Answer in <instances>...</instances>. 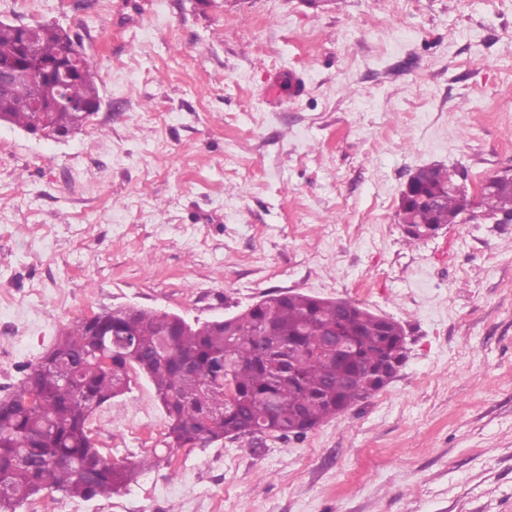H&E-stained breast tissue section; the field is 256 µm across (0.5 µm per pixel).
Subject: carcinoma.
Instances as JSON below:
<instances>
[{
  "label": "carcinoma",
  "mask_w": 512,
  "mask_h": 512,
  "mask_svg": "<svg viewBox=\"0 0 512 512\" xmlns=\"http://www.w3.org/2000/svg\"><path fill=\"white\" fill-rule=\"evenodd\" d=\"M44 62L74 57L68 96L100 104L97 74L77 37L53 23L0 20V65L27 50ZM28 83L0 95V122L45 139L71 134L89 113L68 107L38 111ZM443 167L418 168L409 184L436 198L402 194L398 222L412 240L475 214L512 220V184L495 175L479 194L448 189ZM104 319L74 321L16 389L0 399V512L47 490L65 497H109L129 485L135 468L109 461L88 427L92 413L130 387L136 370L153 385L167 415V445L193 447L224 439L305 436L384 388L404 364L405 336L395 319L346 300L272 292L221 322L183 326L166 313L117 308ZM117 337H112L111 333ZM344 336L342 361L323 353L331 333ZM111 363L104 365L99 355ZM353 375L356 381L348 382Z\"/></svg>",
  "instance_id": "obj_1"
}]
</instances>
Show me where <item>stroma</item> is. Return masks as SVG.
Wrapping results in <instances>:
<instances>
[{
	"instance_id": "1",
	"label": "stroma",
	"mask_w": 512,
	"mask_h": 512,
	"mask_svg": "<svg viewBox=\"0 0 512 512\" xmlns=\"http://www.w3.org/2000/svg\"><path fill=\"white\" fill-rule=\"evenodd\" d=\"M78 34L101 108L64 140L0 124V396L112 308L189 322L294 290L399 321L395 378L306 437L166 445L151 383L94 411L76 512H512V224L409 241L412 173L512 170V0H0ZM299 83L301 94L291 93ZM27 333L11 337L12 322Z\"/></svg>"
}]
</instances>
